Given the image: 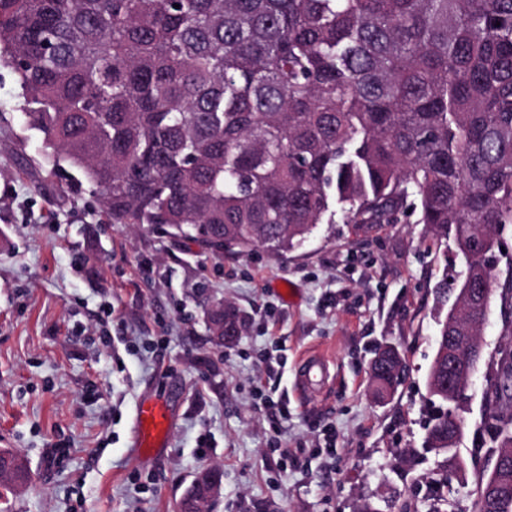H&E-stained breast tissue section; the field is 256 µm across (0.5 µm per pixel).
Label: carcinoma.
<instances>
[{
  "mask_svg": "<svg viewBox=\"0 0 512 512\" xmlns=\"http://www.w3.org/2000/svg\"><path fill=\"white\" fill-rule=\"evenodd\" d=\"M179 8H174V5ZM0 65L55 175L68 166L114 224H151L206 252L283 255L338 208L348 224L420 212L453 235L459 288L491 286L512 224V0H0ZM465 301L440 339L488 320ZM239 334L236 308L209 315ZM403 357L371 363L375 393ZM426 442L448 448V358ZM512 361L484 393L489 449L512 448ZM473 512H512V459Z\"/></svg>",
  "mask_w": 512,
  "mask_h": 512,
  "instance_id": "1",
  "label": "carcinoma"
}]
</instances>
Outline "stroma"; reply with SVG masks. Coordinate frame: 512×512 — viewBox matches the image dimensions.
<instances>
[{
    "instance_id": "obj_1",
    "label": "stroma",
    "mask_w": 512,
    "mask_h": 512,
    "mask_svg": "<svg viewBox=\"0 0 512 512\" xmlns=\"http://www.w3.org/2000/svg\"><path fill=\"white\" fill-rule=\"evenodd\" d=\"M15 74L0 68V449L30 480L0 512H176L197 472L222 470L210 512H471L489 362L512 307L493 299L483 358L452 410L465 423L456 470L427 450L428 373L439 338L435 287L459 281L455 244L424 225H318L285 256L204 252L160 227L114 224L88 192L49 177ZM238 307L217 346L205 311ZM384 345L401 385L374 397ZM331 360L325 396L294 389L300 358ZM167 399L168 446L132 445L141 396ZM206 455H199V446Z\"/></svg>"
}]
</instances>
